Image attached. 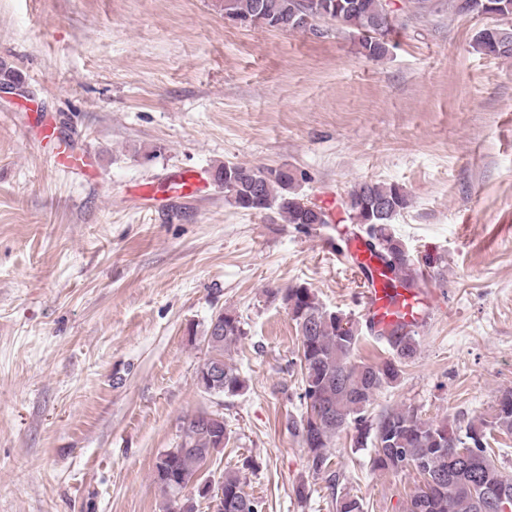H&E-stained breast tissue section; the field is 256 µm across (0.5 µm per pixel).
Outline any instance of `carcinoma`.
Here are the masks:
<instances>
[{"label":"carcinoma","instance_id":"cac0c4a2","mask_svg":"<svg viewBox=\"0 0 512 512\" xmlns=\"http://www.w3.org/2000/svg\"><path fill=\"white\" fill-rule=\"evenodd\" d=\"M253 28H277L295 32L294 25L303 13L333 17L336 30L355 36L374 20H384L392 8L390 0H224ZM448 7L461 15H474L487 9L500 15L492 38L497 48L492 55L512 57V0H464ZM357 51L372 60L384 59L390 44L382 40H355ZM224 181L227 201L234 207L262 212L276 210L288 223L308 228L330 223L327 208L303 201L296 191L299 179L285 167H252L227 162L214 168ZM341 206L350 223L364 225L369 249L382 265L381 277L388 288L412 290L421 287L415 259L395 235L397 216L408 208L406 191L397 184L372 181L354 183ZM287 311L300 339V371L304 411L288 420V430L300 439L307 452L309 471L324 480L333 491L336 512H365L366 503L357 495L335 494L340 471L332 462L335 438L344 430L354 431V447L372 446L371 467L395 474L407 471L403 462L429 458L438 464L431 480L418 485L407 498L404 512H512V476L495 463L490 445L494 435L512 436V390L496 396L492 412L469 421L466 427L421 419L407 409L386 410L374 417L371 406L376 394L398 382L402 367L418 352L415 336L401 329L391 332L386 341L391 357L381 363L357 359L359 325L340 312H330L314 291L304 283L271 292ZM246 335L239 317L224 310L210 321L207 330L209 353L218 363L220 378L208 385L196 377L197 386L209 394L236 396L246 388L235 367L224 360V350ZM468 446L466 460L455 459L451 443ZM229 442L224 418L207 410L189 417L182 427L180 441L157 457L155 479L174 504L172 512H196V501L183 492L192 489L207 498L210 488L200 481V471L219 449ZM224 497L222 512H262L261 503L243 491L240 475L226 471L213 484Z\"/></svg>","mask_w":512,"mask_h":512}]
</instances>
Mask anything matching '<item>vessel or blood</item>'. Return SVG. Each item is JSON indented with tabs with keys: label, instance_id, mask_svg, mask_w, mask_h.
<instances>
[{
	"label": "vessel or blood",
	"instance_id": "1",
	"mask_svg": "<svg viewBox=\"0 0 512 512\" xmlns=\"http://www.w3.org/2000/svg\"><path fill=\"white\" fill-rule=\"evenodd\" d=\"M196 181L195 172H180L161 184L144 185L138 199L145 205L159 206L170 198L186 194ZM362 304L367 326L382 336L400 327L418 333L427 324L425 301L414 291L376 285L364 290Z\"/></svg>",
	"mask_w": 512,
	"mask_h": 512
}]
</instances>
